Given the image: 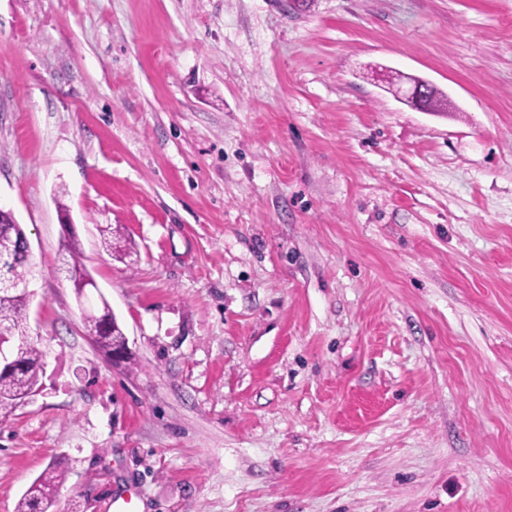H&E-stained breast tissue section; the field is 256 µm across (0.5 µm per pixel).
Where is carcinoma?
<instances>
[{
  "instance_id": "carcinoma-1",
  "label": "carcinoma",
  "mask_w": 512,
  "mask_h": 512,
  "mask_svg": "<svg viewBox=\"0 0 512 512\" xmlns=\"http://www.w3.org/2000/svg\"><path fill=\"white\" fill-rule=\"evenodd\" d=\"M26 232L9 210L0 211V279L23 283L34 278V265L18 258L25 245ZM77 296L84 298L85 284L91 276L74 263L66 268ZM28 306L18 296L0 300V345L7 346L20 365L19 370L0 373V421L13 416L19 404L41 387L44 352L40 343L28 337ZM96 345L106 354L120 352L127 344L126 336L116 318L107 328L95 334ZM64 473L55 467L47 468L25 491L16 512H48L53 505L57 488Z\"/></svg>"
}]
</instances>
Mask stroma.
<instances>
[{"label":"stroma","instance_id":"stroma-1","mask_svg":"<svg viewBox=\"0 0 512 512\" xmlns=\"http://www.w3.org/2000/svg\"><path fill=\"white\" fill-rule=\"evenodd\" d=\"M0 206V512L52 465L49 512H512V0H0ZM21 224H17L10 210L0 211V279L23 283L18 286V293L24 294L29 303L37 291L31 288L34 278V265L18 258V252L26 241V254L31 255V244ZM26 281H30L26 283ZM27 302L18 296L0 300V345L6 344L20 365L0 373V421L13 416L19 404L41 387L44 352L29 338ZM95 340V344L110 356H112L114 352L123 351L127 344L126 336L113 315L111 316L107 328L103 332H97L95 334ZM127 354L128 350H126V353L115 354L112 356V360L124 359Z\"/></svg>","mask_w":512,"mask_h":512}]
</instances>
